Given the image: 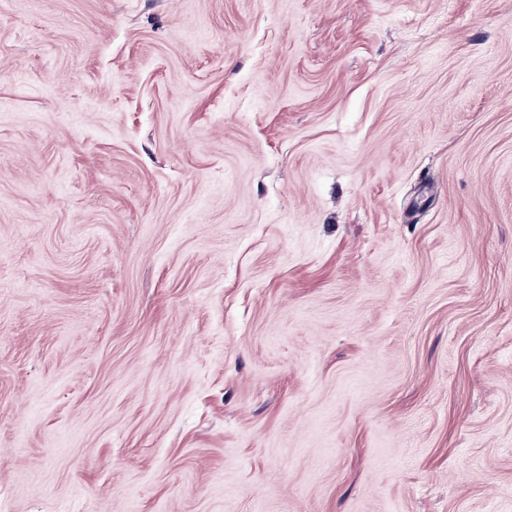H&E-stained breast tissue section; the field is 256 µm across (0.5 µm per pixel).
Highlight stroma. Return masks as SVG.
<instances>
[{"label":"stroma","instance_id":"obj_1","mask_svg":"<svg viewBox=\"0 0 512 512\" xmlns=\"http://www.w3.org/2000/svg\"><path fill=\"white\" fill-rule=\"evenodd\" d=\"M0 512H512V0H0Z\"/></svg>","mask_w":512,"mask_h":512}]
</instances>
